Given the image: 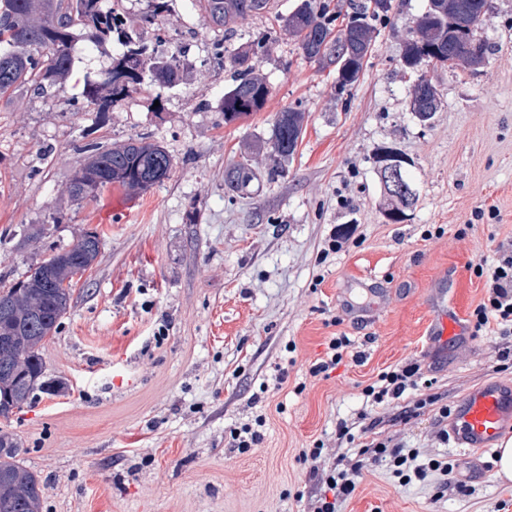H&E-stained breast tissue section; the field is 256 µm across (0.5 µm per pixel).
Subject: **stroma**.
I'll list each match as a JSON object with an SVG mask.
<instances>
[{
	"label": "stroma",
	"mask_w": 512,
	"mask_h": 512,
	"mask_svg": "<svg viewBox=\"0 0 512 512\" xmlns=\"http://www.w3.org/2000/svg\"><path fill=\"white\" fill-rule=\"evenodd\" d=\"M298 2L271 0V13L224 33L204 24L195 0H168L150 25V0H108L154 57L180 52L175 86L145 83L94 111L84 85L122 47L84 34L63 92L0 97V289L82 229L103 235L41 348L52 390L0 418L20 463L44 483L42 512H313L323 487L303 449L323 443L330 467L340 453L386 440L423 461L448 459L452 476L404 485L379 466L341 512H512V482L496 480L495 454L480 456L485 479H468L459 452L438 436L436 407L407 418L416 392L389 405L364 395L383 371L417 360L433 394L452 405L496 378L500 353L512 349V335L490 326L421 358L435 282L445 280L470 319L486 297L472 264L512 241V0H492L482 36L493 53L481 72L433 70L441 108L430 123L410 112L400 74L402 41L425 0H397L359 81L341 92L335 70L278 30L257 58L272 87L265 108L225 123L230 56ZM288 107L305 113L304 132L274 177L268 144ZM143 134L174 160L163 184L68 200L85 143L108 148ZM385 146L409 159L418 195L399 223L384 215L375 155ZM238 162L252 171L243 191L225 181ZM114 205L124 215L104 220ZM489 210L497 217L483 222ZM340 224L356 231L335 248ZM334 336L349 337L360 361L347 356L312 376ZM259 415L261 442L233 448L231 430ZM341 421L354 442H337Z\"/></svg>",
	"instance_id": "35a3bbf8"
}]
</instances>
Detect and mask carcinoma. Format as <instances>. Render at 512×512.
<instances>
[{
	"instance_id": "obj_1",
	"label": "carcinoma",
	"mask_w": 512,
	"mask_h": 512,
	"mask_svg": "<svg viewBox=\"0 0 512 512\" xmlns=\"http://www.w3.org/2000/svg\"><path fill=\"white\" fill-rule=\"evenodd\" d=\"M383 11L371 8V0H357L342 28H336L335 0H301L283 19L305 58L333 65L337 85L344 90L360 78L372 49L377 26L391 22L396 5ZM205 24L230 28L246 16L270 10V0H198ZM123 21L105 6L104 0H0V96L25 90L46 95L57 81L69 75L74 63L77 32L89 28L95 34L115 33ZM253 49L243 48L230 64L236 77L224 91V123L231 124L261 111L270 95L267 78L252 63ZM469 69L457 56L456 42L448 37V0H427L411 36L403 43L402 71L412 80L410 96L432 119L440 98L425 62ZM180 61L156 60L148 48L126 38L123 50L112 58L99 79L87 84L84 97L98 112L125 99L148 79L154 85L171 87L179 80ZM304 113L288 108L279 113L270 141L271 155L287 160L295 152L304 130ZM84 163L74 171L65 192L72 200L90 201L111 186L132 193H145L162 184L173 168V159L157 141L132 137L101 148L83 147ZM227 182L243 189L249 180L248 164L239 162L227 171ZM392 207L386 217L404 220L416 195H390ZM102 239L86 230L68 247L51 251L31 264L19 285L0 291V417L31 404L34 391L42 390L44 365L40 349L56 334L74 293L76 269L90 268L101 252ZM0 442V512H39L41 480L16 460L17 444L3 434Z\"/></svg>"
}]
</instances>
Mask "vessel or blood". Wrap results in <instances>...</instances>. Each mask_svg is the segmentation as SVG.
<instances>
[{"instance_id":"b4317fda","label":"vessel or blood","mask_w":512,"mask_h":512,"mask_svg":"<svg viewBox=\"0 0 512 512\" xmlns=\"http://www.w3.org/2000/svg\"><path fill=\"white\" fill-rule=\"evenodd\" d=\"M435 307L429 334L436 344L462 335L464 327L445 289H436ZM445 427L449 441L462 454L469 477L481 479L480 453L492 450L504 434L512 432V381L487 380L467 391L451 408Z\"/></svg>"}]
</instances>
